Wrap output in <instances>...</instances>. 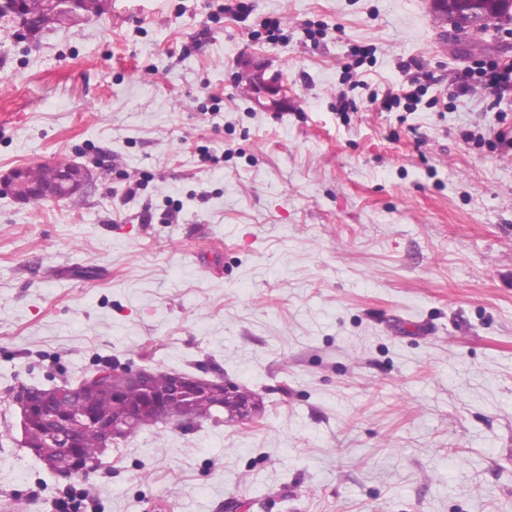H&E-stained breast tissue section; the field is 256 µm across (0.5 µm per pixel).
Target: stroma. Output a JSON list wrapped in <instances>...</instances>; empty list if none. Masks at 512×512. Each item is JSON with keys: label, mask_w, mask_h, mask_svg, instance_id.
I'll return each mask as SVG.
<instances>
[{"label": "stroma", "mask_w": 512, "mask_h": 512, "mask_svg": "<svg viewBox=\"0 0 512 512\" xmlns=\"http://www.w3.org/2000/svg\"><path fill=\"white\" fill-rule=\"evenodd\" d=\"M224 3L0 27V175L93 172L68 201L0 195V512H512V116L450 88L512 62V30L454 44L428 0ZM359 47L379 100L350 87ZM414 79L415 110L384 104ZM113 363L224 376L263 414L160 423L58 478L12 396ZM240 79L246 82V86L254 95L255 101L260 105V98L270 101V106L276 105L281 100L282 89L273 77L266 79L262 70H253L241 73ZM279 97V98H278Z\"/></svg>", "instance_id": "35a3bbf8"}]
</instances>
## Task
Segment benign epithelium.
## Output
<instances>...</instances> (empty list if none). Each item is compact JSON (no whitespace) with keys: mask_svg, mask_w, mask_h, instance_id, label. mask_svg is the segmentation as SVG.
<instances>
[{"mask_svg":"<svg viewBox=\"0 0 512 512\" xmlns=\"http://www.w3.org/2000/svg\"><path fill=\"white\" fill-rule=\"evenodd\" d=\"M457 23L452 25L454 35L465 36L469 31L493 25L497 16L479 9L476 0H455ZM82 18V0H50V7L42 19L33 24L25 16L23 0H0V20L11 22L19 33L33 38L40 33L68 27ZM240 79L254 95L255 101L267 99L271 105L280 101L282 89L274 78H265L261 70L244 72ZM91 170L83 163L66 161L52 168L49 178L43 182L27 178V168L17 167L0 176V194L8 195L22 203H40L46 200H66L83 192L91 179ZM102 372L133 385L143 391V400L120 417H102L91 414L86 407L78 405L80 394L93 388V379H85L76 386L68 383L54 385L41 391L42 409L40 421L45 443L41 457L50 472L71 477L77 473L91 471L88 464L80 460L79 442L73 424L83 422L93 427L101 437L103 448L108 449L124 437L132 422L141 416H150V421L164 423L169 415L166 406L173 399L188 401L198 392L200 377L186 373L170 372L166 385L157 389L153 385L154 373L147 369L133 370L112 365ZM212 404L224 411L227 418L240 422H251L259 412L258 400L242 401L236 397L234 383L220 380L210 383ZM36 388L25 387L14 398L19 409L21 433H26L34 413L33 394Z\"/></svg>","mask_w":512,"mask_h":512,"instance_id":"obj_1","label":"benign epithelium"}]
</instances>
